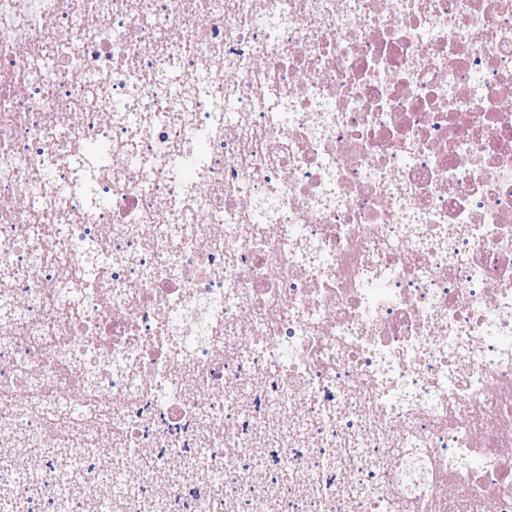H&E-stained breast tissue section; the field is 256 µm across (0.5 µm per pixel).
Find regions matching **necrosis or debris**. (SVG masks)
<instances>
[{
	"label": "necrosis or debris",
	"instance_id": "necrosis-or-debris-1",
	"mask_svg": "<svg viewBox=\"0 0 512 512\" xmlns=\"http://www.w3.org/2000/svg\"><path fill=\"white\" fill-rule=\"evenodd\" d=\"M2 59L0 447L68 460L0 512H512V0H0Z\"/></svg>",
	"mask_w": 512,
	"mask_h": 512
}]
</instances>
